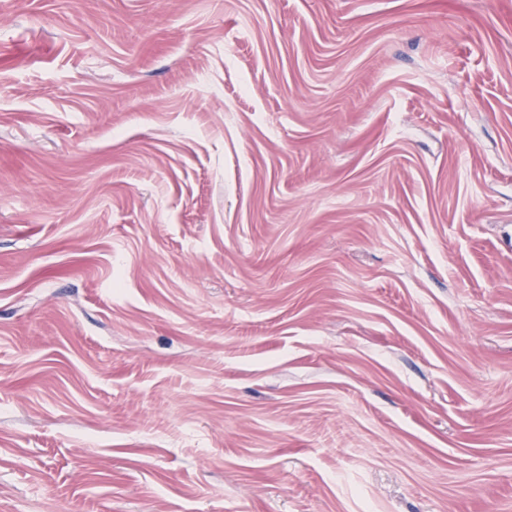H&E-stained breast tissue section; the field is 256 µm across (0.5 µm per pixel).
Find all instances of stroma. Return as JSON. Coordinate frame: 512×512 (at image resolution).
<instances>
[{
    "label": "stroma",
    "mask_w": 512,
    "mask_h": 512,
    "mask_svg": "<svg viewBox=\"0 0 512 512\" xmlns=\"http://www.w3.org/2000/svg\"><path fill=\"white\" fill-rule=\"evenodd\" d=\"M0 512H512V0H0Z\"/></svg>",
    "instance_id": "35a3bbf8"
}]
</instances>
